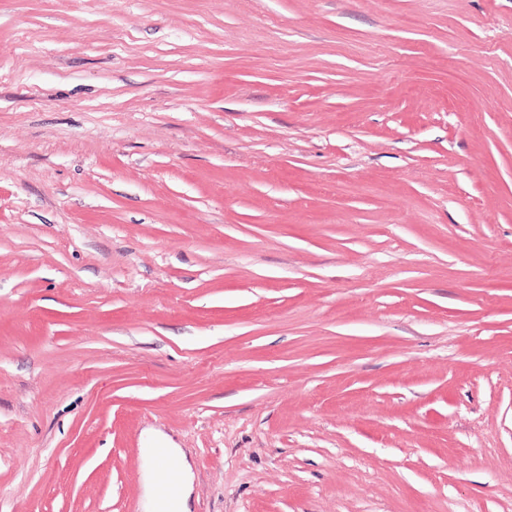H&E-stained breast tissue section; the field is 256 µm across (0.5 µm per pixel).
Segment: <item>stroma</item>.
I'll use <instances>...</instances> for the list:
<instances>
[{"label":"stroma","mask_w":512,"mask_h":512,"mask_svg":"<svg viewBox=\"0 0 512 512\" xmlns=\"http://www.w3.org/2000/svg\"><path fill=\"white\" fill-rule=\"evenodd\" d=\"M512 512V0H0V512ZM149 483L151 486V497L149 511L146 512H159L161 509H168L170 512H188L187 501L190 494L191 475L189 467L186 465L181 466L174 470H162L159 476V489L162 494L172 492L177 485L179 475V484L175 495L168 501H163L156 490V483L158 480L159 470L157 467L147 468Z\"/></svg>","instance_id":"35a3bbf8"}]
</instances>
